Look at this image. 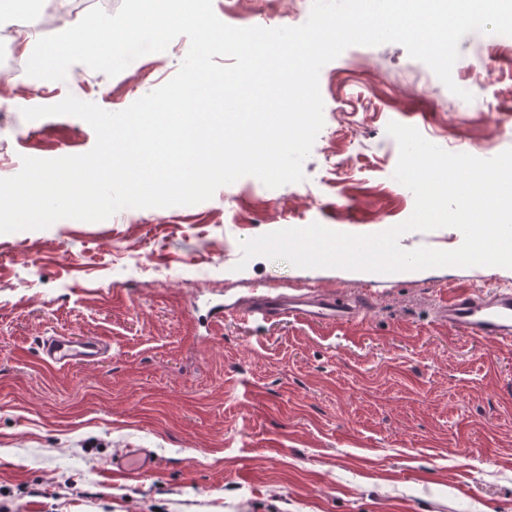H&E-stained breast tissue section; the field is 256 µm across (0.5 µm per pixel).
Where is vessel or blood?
<instances>
[{
    "mask_svg": "<svg viewBox=\"0 0 512 512\" xmlns=\"http://www.w3.org/2000/svg\"><path fill=\"white\" fill-rule=\"evenodd\" d=\"M369 310V301L363 296H341L320 291L275 293L268 287L251 288L239 306L224 309L223 305L211 307L213 316L227 315L261 320L296 316L312 322L342 325L355 322ZM442 321L457 328L473 339L502 343L512 342V289L492 287L485 290L458 291L451 295L441 309ZM101 339L92 337L80 341L64 336L42 337L38 352L52 365L67 366L91 363L103 356ZM121 468L137 475L154 468L155 462L143 449L131 451L121 460Z\"/></svg>",
    "mask_w": 512,
    "mask_h": 512,
    "instance_id": "obj_1",
    "label": "vessel or blood"
}]
</instances>
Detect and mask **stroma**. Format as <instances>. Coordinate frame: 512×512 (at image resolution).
Masks as SVG:
<instances>
[{"label": "stroma", "mask_w": 512, "mask_h": 512, "mask_svg": "<svg viewBox=\"0 0 512 512\" xmlns=\"http://www.w3.org/2000/svg\"><path fill=\"white\" fill-rule=\"evenodd\" d=\"M235 27L302 25L286 0H213ZM189 50L177 37L110 77L72 65L62 81L0 75L1 175L26 157L90 151L70 115L25 119L66 96L119 112L165 84ZM453 94L397 43L353 45L320 71L324 126L304 178L245 176L209 200L126 208L0 234V501L13 512H512V346L438 319L445 290L511 286L512 269L431 268L362 280L299 268L243 241L317 222L375 234L407 220L389 122L452 153L512 149V48L487 33L459 43ZM288 292L367 294L361 322L208 318L255 282ZM97 336L94 363L57 369L41 337ZM149 450L153 471L113 462Z\"/></svg>", "instance_id": "obj_1"}]
</instances>
